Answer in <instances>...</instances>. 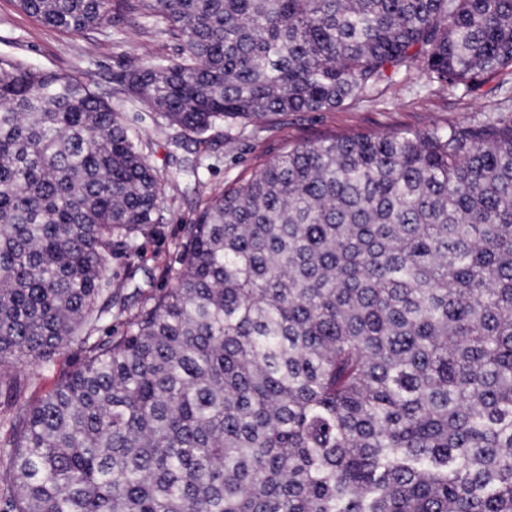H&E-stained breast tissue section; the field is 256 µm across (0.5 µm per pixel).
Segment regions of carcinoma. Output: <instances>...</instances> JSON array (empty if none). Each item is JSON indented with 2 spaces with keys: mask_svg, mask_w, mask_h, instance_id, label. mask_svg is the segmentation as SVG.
Wrapping results in <instances>:
<instances>
[{
  "mask_svg": "<svg viewBox=\"0 0 512 512\" xmlns=\"http://www.w3.org/2000/svg\"><path fill=\"white\" fill-rule=\"evenodd\" d=\"M79 34L112 0H17ZM181 42L123 93L202 140L420 63L512 67V0H121ZM75 75L0 56L5 512H512V113L309 141L209 198L143 290L160 178ZM69 368L21 400L11 361Z\"/></svg>",
  "mask_w": 512,
  "mask_h": 512,
  "instance_id": "carcinoma-1",
  "label": "carcinoma"
}]
</instances>
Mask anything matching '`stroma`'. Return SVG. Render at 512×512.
I'll list each match as a JSON object with an SVG mask.
<instances>
[{"label": "stroma", "mask_w": 512, "mask_h": 512, "mask_svg": "<svg viewBox=\"0 0 512 512\" xmlns=\"http://www.w3.org/2000/svg\"><path fill=\"white\" fill-rule=\"evenodd\" d=\"M179 43L153 20L113 10L108 23L74 35L44 27L21 12L15 0H0V56L35 67L75 74L103 87H118L120 77L138 62L175 58ZM113 103L127 126L146 143L148 162L163 176L166 220L145 241L134 264L148 268L157 286L167 285V269L187 236L198 206L212 193L251 176L289 147L316 139L360 133L421 132L431 124H466L512 113V68L468 92L444 89L423 67L398 74L362 99L325 112H291L241 126L215 125L206 142L179 135L157 111L116 95ZM195 160L196 173L173 164V157Z\"/></svg>", "instance_id": "obj_1"}]
</instances>
